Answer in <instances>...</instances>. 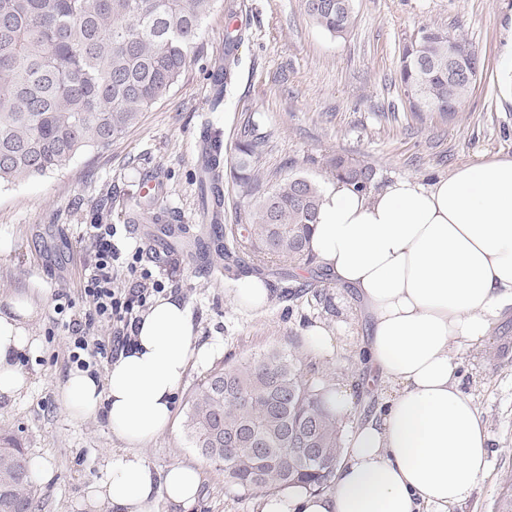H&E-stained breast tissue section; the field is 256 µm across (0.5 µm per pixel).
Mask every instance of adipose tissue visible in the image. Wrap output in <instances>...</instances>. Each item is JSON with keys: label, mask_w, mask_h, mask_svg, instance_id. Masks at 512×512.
<instances>
[{"label": "adipose tissue", "mask_w": 512, "mask_h": 512, "mask_svg": "<svg viewBox=\"0 0 512 512\" xmlns=\"http://www.w3.org/2000/svg\"><path fill=\"white\" fill-rule=\"evenodd\" d=\"M309 249L363 304V362L379 373L382 400L349 430L332 489L289 486L263 496L261 512H448L489 465L490 436L454 352L485 343L512 311V159L378 191L335 181L322 191ZM42 312L27 296L0 300V402L30 386L19 356L39 351L31 324ZM133 339L105 376L75 369L60 388L71 418L104 416L124 442L100 466L91 512H189L197 469L157 468L144 450L170 426L189 368L215 348L199 343L189 304L170 293L153 299Z\"/></svg>", "instance_id": "obj_1"}]
</instances>
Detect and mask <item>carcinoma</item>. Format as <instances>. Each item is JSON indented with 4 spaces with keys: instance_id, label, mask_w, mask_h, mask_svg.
<instances>
[{
    "instance_id": "obj_1",
    "label": "carcinoma",
    "mask_w": 512,
    "mask_h": 512,
    "mask_svg": "<svg viewBox=\"0 0 512 512\" xmlns=\"http://www.w3.org/2000/svg\"><path fill=\"white\" fill-rule=\"evenodd\" d=\"M216 0H0V185L64 169L78 155L106 150L176 86ZM309 20L332 36L349 31L353 0H304ZM448 34L435 28L404 48L399 77L407 96L432 111L462 103L476 79L448 77ZM259 143L245 135L233 173L256 197L245 222L212 238L176 243L221 263L239 254L260 264L311 261L307 242L322 190L306 177L266 190L251 175ZM332 177L358 191L373 167L349 156L328 161ZM311 432L319 456L302 460L286 438ZM192 447L242 490L305 484L328 489L342 443L336 414L302 374L292 351L273 350L213 369L188 399ZM37 489L27 452L11 435L0 447V512H32Z\"/></svg>"
}]
</instances>
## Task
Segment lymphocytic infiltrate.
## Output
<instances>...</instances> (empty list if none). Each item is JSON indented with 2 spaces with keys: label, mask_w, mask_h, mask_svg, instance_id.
Here are the masks:
<instances>
[{
  "label": "lymphocytic infiltrate",
  "mask_w": 512,
  "mask_h": 512,
  "mask_svg": "<svg viewBox=\"0 0 512 512\" xmlns=\"http://www.w3.org/2000/svg\"><path fill=\"white\" fill-rule=\"evenodd\" d=\"M94 253L83 279L81 293L89 299L92 312L85 319H71L66 325V354L69 365L82 371H96L102 360L129 349L132 330L139 319L138 309L144 308L151 296L163 292L162 281L154 279L151 271L133 274L129 287H119L114 278V266L121 253L112 241L111 225L92 227ZM113 329L110 337L97 335V326Z\"/></svg>",
  "instance_id": "lymphocytic-infiltrate-1"
}]
</instances>
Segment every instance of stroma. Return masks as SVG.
<instances>
[{"label": "stroma", "instance_id": "1", "mask_svg": "<svg viewBox=\"0 0 512 512\" xmlns=\"http://www.w3.org/2000/svg\"><path fill=\"white\" fill-rule=\"evenodd\" d=\"M353 7L352 28L336 37L312 24L303 0H217L179 83L109 149L84 152L62 172L0 186V239L10 243L0 251V299L26 294L46 301L32 328L42 348L23 364L32 386L15 402L0 403V431L52 467V479L37 486L35 512H83L80 503L102 462L123 445L103 417L71 420L58 393L70 369L65 318L55 314V298L67 295L74 313L89 310L80 288L94 224L114 225L126 253L140 251L166 292L190 304L200 341L218 347L213 365L291 348L317 388L352 389L355 410L342 426L373 410L374 393L361 390L367 371L359 350L367 330L352 289L337 287L328 275L316 278L315 264L281 262L261 273L271 290L268 310L245 312L232 300L237 274L186 251L159 249L151 225L138 218V186L153 180L162 188L157 206L176 223L197 225L204 128L223 142L228 224L255 202L230 173L248 128L263 141L253 169L268 188L294 175L327 185L326 161L336 154L371 165L378 190L403 177L427 182L463 164L512 157V98L502 90L512 0H353ZM424 26L465 39L481 59L476 83L456 112L413 111L400 83L402 50ZM229 34L238 42L220 94L211 75L224 61ZM317 323L336 338L331 356L307 345L305 332ZM457 363L461 387L472 395L491 440L487 474L450 512H496L512 476V314L485 345L461 349ZM208 373L189 368L173 423L148 443L146 456L161 469H199L200 491L189 512H260L259 492L230 486L188 439L187 400Z\"/></svg>", "mask_w": 512, "mask_h": 512}]
</instances>
